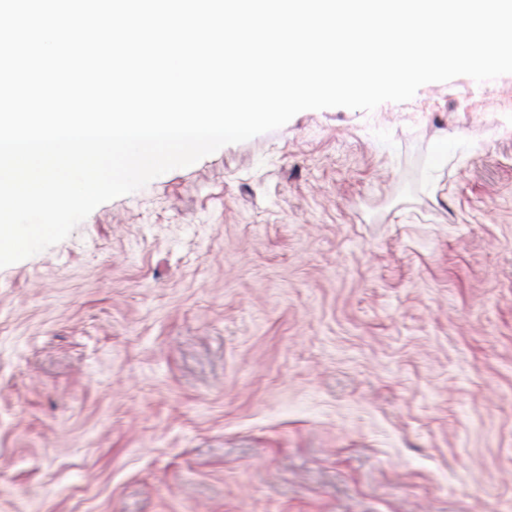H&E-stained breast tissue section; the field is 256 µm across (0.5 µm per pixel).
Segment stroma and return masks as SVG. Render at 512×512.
<instances>
[{"instance_id":"stroma-1","label":"stroma","mask_w":512,"mask_h":512,"mask_svg":"<svg viewBox=\"0 0 512 512\" xmlns=\"http://www.w3.org/2000/svg\"><path fill=\"white\" fill-rule=\"evenodd\" d=\"M0 512H512V74L300 112L0 268Z\"/></svg>"}]
</instances>
